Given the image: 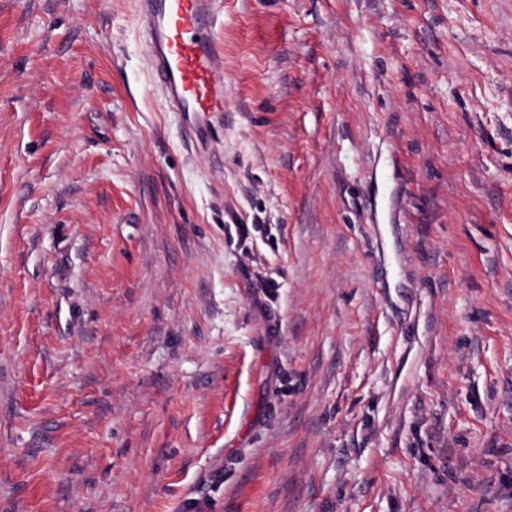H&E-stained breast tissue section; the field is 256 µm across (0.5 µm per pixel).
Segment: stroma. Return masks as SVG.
<instances>
[{
    "label": "stroma",
    "mask_w": 512,
    "mask_h": 512,
    "mask_svg": "<svg viewBox=\"0 0 512 512\" xmlns=\"http://www.w3.org/2000/svg\"><path fill=\"white\" fill-rule=\"evenodd\" d=\"M219 11L0 0V512H512V0ZM217 0H139L153 79L169 107L198 117L224 112L223 51L211 31Z\"/></svg>",
    "instance_id": "stroma-1"
}]
</instances>
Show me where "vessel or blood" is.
Instances as JSON below:
<instances>
[{"mask_svg": "<svg viewBox=\"0 0 512 512\" xmlns=\"http://www.w3.org/2000/svg\"><path fill=\"white\" fill-rule=\"evenodd\" d=\"M218 0H138L153 79L172 111L198 118L224 109L223 51L210 28Z\"/></svg>", "mask_w": 512, "mask_h": 512, "instance_id": "vessel-or-blood-1", "label": "vessel or blood"}]
</instances>
